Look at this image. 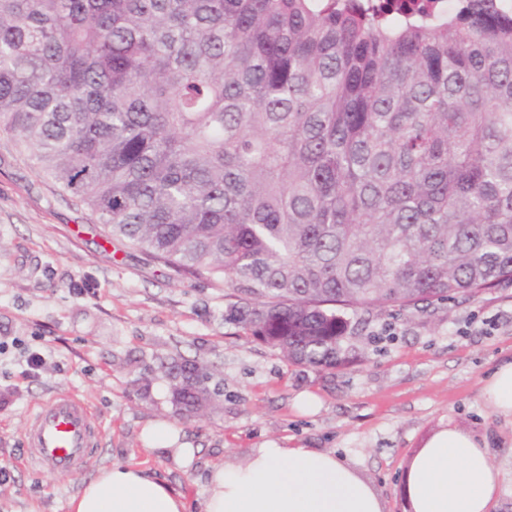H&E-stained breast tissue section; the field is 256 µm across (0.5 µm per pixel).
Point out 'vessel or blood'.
Segmentation results:
<instances>
[{"label":"vessel or blood","mask_w":512,"mask_h":512,"mask_svg":"<svg viewBox=\"0 0 512 512\" xmlns=\"http://www.w3.org/2000/svg\"><path fill=\"white\" fill-rule=\"evenodd\" d=\"M101 429L89 405L73 394H57L39 405L25 432L30 457L58 474L79 472Z\"/></svg>","instance_id":"obj_1"}]
</instances>
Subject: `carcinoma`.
I'll list each match as a JSON object with an SVG mask.
<instances>
[{"instance_id":"obj_1","label":"carcinoma","mask_w":512,"mask_h":512,"mask_svg":"<svg viewBox=\"0 0 512 512\" xmlns=\"http://www.w3.org/2000/svg\"><path fill=\"white\" fill-rule=\"evenodd\" d=\"M0 132L111 238L222 282L288 360L512 281V17L495 0H0ZM172 403L220 391L189 360Z\"/></svg>"}]
</instances>
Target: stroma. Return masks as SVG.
<instances>
[{"mask_svg":"<svg viewBox=\"0 0 512 512\" xmlns=\"http://www.w3.org/2000/svg\"><path fill=\"white\" fill-rule=\"evenodd\" d=\"M229 290L180 279L143 252L106 241L90 211L0 134V512H67L101 468L149 469L200 512L210 469L246 464L274 440L332 452L368 481L385 512H405V472L437 431L488 435L504 488L494 512H512V420L480 389L512 356V283L421 309L376 308L352 317L351 361L296 365L224 319ZM39 376L22 379L29 352ZM197 361L218 404L189 417L171 401L167 366ZM86 399L102 441L81 471L51 474L27 463L24 430L50 395ZM315 412L300 408L304 396ZM178 430L195 448L189 465L150 448L148 430Z\"/></svg>","mask_w":512,"mask_h":512,"instance_id":"1","label":"stroma"}]
</instances>
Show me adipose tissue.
Segmentation results:
<instances>
[{
	"label": "adipose tissue",
	"mask_w": 512,
	"mask_h": 512,
	"mask_svg": "<svg viewBox=\"0 0 512 512\" xmlns=\"http://www.w3.org/2000/svg\"><path fill=\"white\" fill-rule=\"evenodd\" d=\"M481 396L512 419V358L502 361ZM502 490L487 437L450 426L413 457L404 494L407 512H492ZM184 496L148 470L102 469L68 502V512H188ZM201 512H384V504L358 472L331 453L256 449L243 466L216 468Z\"/></svg>",
	"instance_id": "obj_1"
}]
</instances>
